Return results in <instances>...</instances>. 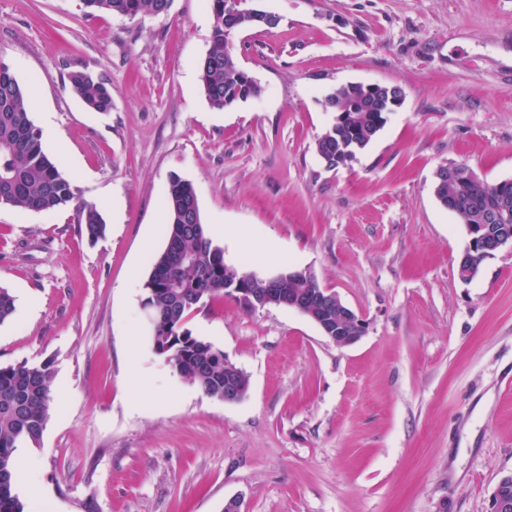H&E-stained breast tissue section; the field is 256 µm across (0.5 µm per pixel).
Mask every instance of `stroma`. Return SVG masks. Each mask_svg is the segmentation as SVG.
<instances>
[{"instance_id":"obj_1","label":"stroma","mask_w":512,"mask_h":512,"mask_svg":"<svg viewBox=\"0 0 512 512\" xmlns=\"http://www.w3.org/2000/svg\"><path fill=\"white\" fill-rule=\"evenodd\" d=\"M277 26L230 49L260 97H205L208 0L167 14L85 13L80 0H0V60L52 121L60 161L107 231L73 207L0 205V366L50 362L54 400L14 492L26 512H490L512 474V247L471 281L465 225L433 192L438 168L512 180V0H255ZM112 88L89 110L68 75ZM396 84L403 103L355 160L316 141L325 97ZM192 183L226 264L312 274L367 331L339 347L284 306L218 298L187 326L250 380L227 403L158 355L144 283L166 243L170 175Z\"/></svg>"}]
</instances>
